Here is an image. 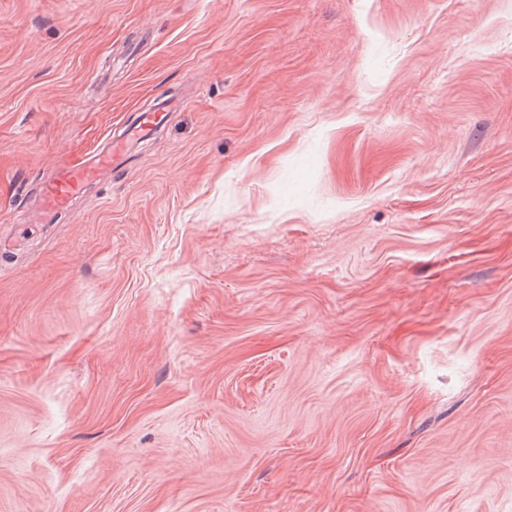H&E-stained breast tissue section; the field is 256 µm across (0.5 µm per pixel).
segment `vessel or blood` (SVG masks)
I'll use <instances>...</instances> for the list:
<instances>
[{
    "label": "vessel or blood",
    "instance_id": "obj_1",
    "mask_svg": "<svg viewBox=\"0 0 512 512\" xmlns=\"http://www.w3.org/2000/svg\"><path fill=\"white\" fill-rule=\"evenodd\" d=\"M166 112L167 107L162 103L134 112L121 133L108 137L90 153L57 163L42 182L37 195V204L44 216L51 217L67 210L89 185L99 182L112 169L126 153L130 142L150 136L164 122Z\"/></svg>",
    "mask_w": 512,
    "mask_h": 512
}]
</instances>
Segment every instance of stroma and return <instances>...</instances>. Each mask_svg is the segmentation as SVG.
Segmentation results:
<instances>
[{
	"label": "stroma",
	"mask_w": 512,
	"mask_h": 512,
	"mask_svg": "<svg viewBox=\"0 0 512 512\" xmlns=\"http://www.w3.org/2000/svg\"><path fill=\"white\" fill-rule=\"evenodd\" d=\"M0 239V512H512V0H0ZM166 112L168 110L164 102L134 112L121 133L109 135L106 141L90 153L57 163L42 182L37 195L36 201L43 215L53 217L67 210L89 185L99 182L113 168L114 163L127 152L130 142L150 136L164 122Z\"/></svg>",
	"instance_id": "35a3bbf8"
}]
</instances>
